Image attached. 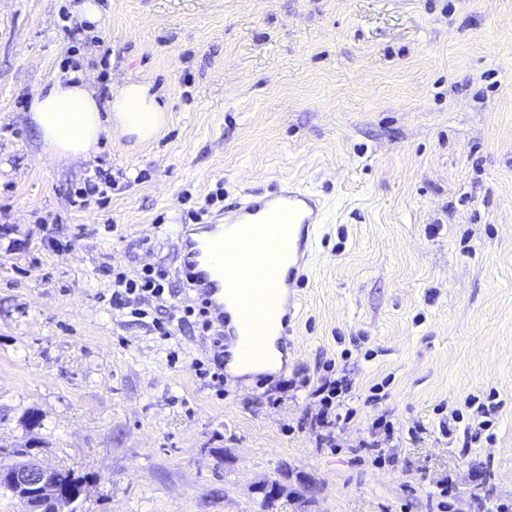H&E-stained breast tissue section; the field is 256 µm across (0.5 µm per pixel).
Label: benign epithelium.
<instances>
[{
	"label": "benign epithelium",
	"instance_id": "7a95c632",
	"mask_svg": "<svg viewBox=\"0 0 512 512\" xmlns=\"http://www.w3.org/2000/svg\"><path fill=\"white\" fill-rule=\"evenodd\" d=\"M0 485L8 488L15 497L24 500L28 512H73L82 497L81 482H62L56 468L27 462L0 464Z\"/></svg>",
	"mask_w": 512,
	"mask_h": 512
}]
</instances>
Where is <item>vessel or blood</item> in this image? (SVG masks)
<instances>
[{"instance_id":"1","label":"vessel or blood","mask_w":512,"mask_h":512,"mask_svg":"<svg viewBox=\"0 0 512 512\" xmlns=\"http://www.w3.org/2000/svg\"><path fill=\"white\" fill-rule=\"evenodd\" d=\"M324 219L322 200L293 182L277 185L267 193H251L223 212L204 221L181 226L180 272L196 298L202 300L210 323L224 338L225 347H251L254 330L248 320H233L227 302L244 304L235 285L232 266L236 250L254 235L273 243V266H286L280 283L270 289L275 307L263 318L264 327L287 335L298 303L296 287L311 256V242Z\"/></svg>"}]
</instances>
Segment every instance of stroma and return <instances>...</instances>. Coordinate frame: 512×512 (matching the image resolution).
<instances>
[{
	"label": "stroma",
	"instance_id": "obj_1",
	"mask_svg": "<svg viewBox=\"0 0 512 512\" xmlns=\"http://www.w3.org/2000/svg\"><path fill=\"white\" fill-rule=\"evenodd\" d=\"M82 2L0 0V461L87 478L77 512H512V0ZM71 66L149 85L156 138L42 158L27 103ZM287 180L325 207L287 367L219 393L113 279L179 290L180 224ZM324 377L356 409L332 448ZM111 180L106 177L102 172L96 170L93 176L88 177L85 182V187L81 188L77 197L78 200H74L73 203L78 204L80 207H85L91 196L96 194H102L105 192V188H111ZM103 187V189H101Z\"/></svg>",
	"mask_w": 512,
	"mask_h": 512
}]
</instances>
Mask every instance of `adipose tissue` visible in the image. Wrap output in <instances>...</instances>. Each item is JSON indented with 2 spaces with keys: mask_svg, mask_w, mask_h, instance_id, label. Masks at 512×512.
<instances>
[{
  "mask_svg": "<svg viewBox=\"0 0 512 512\" xmlns=\"http://www.w3.org/2000/svg\"><path fill=\"white\" fill-rule=\"evenodd\" d=\"M28 110L40 132L43 153L56 159L95 155L103 133L112 128L141 141L151 139L166 121V108L148 85L125 83L103 105L76 70L34 94Z\"/></svg>",
  "mask_w": 512,
  "mask_h": 512,
  "instance_id": "adipose-tissue-1",
  "label": "adipose tissue"
}]
</instances>
